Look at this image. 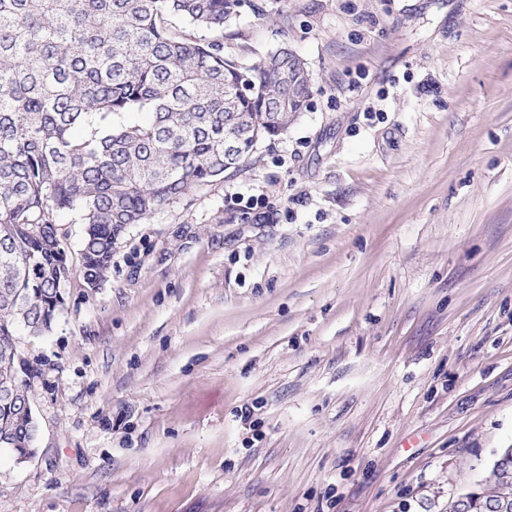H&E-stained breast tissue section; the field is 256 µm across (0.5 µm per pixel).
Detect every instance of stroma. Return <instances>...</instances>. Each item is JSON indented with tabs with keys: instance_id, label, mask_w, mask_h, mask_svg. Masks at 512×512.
<instances>
[{
	"instance_id": "stroma-1",
	"label": "stroma",
	"mask_w": 512,
	"mask_h": 512,
	"mask_svg": "<svg viewBox=\"0 0 512 512\" xmlns=\"http://www.w3.org/2000/svg\"><path fill=\"white\" fill-rule=\"evenodd\" d=\"M284 46L307 110L97 287L61 214L0 512H448L512 448V0H242L225 57Z\"/></svg>"
}]
</instances>
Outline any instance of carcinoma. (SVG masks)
Returning <instances> with one entry per match:
<instances>
[{"label": "carcinoma", "instance_id": "obj_1", "mask_svg": "<svg viewBox=\"0 0 512 512\" xmlns=\"http://www.w3.org/2000/svg\"><path fill=\"white\" fill-rule=\"evenodd\" d=\"M239 0H0V436L33 447L15 336L63 312L71 271L63 212L86 224L80 273L97 280L128 224L224 175V134L279 137L311 95L288 99L281 47L242 66L224 58ZM189 26L207 32L198 38ZM145 121H115L133 112ZM273 112L280 122L270 121Z\"/></svg>", "mask_w": 512, "mask_h": 512}]
</instances>
